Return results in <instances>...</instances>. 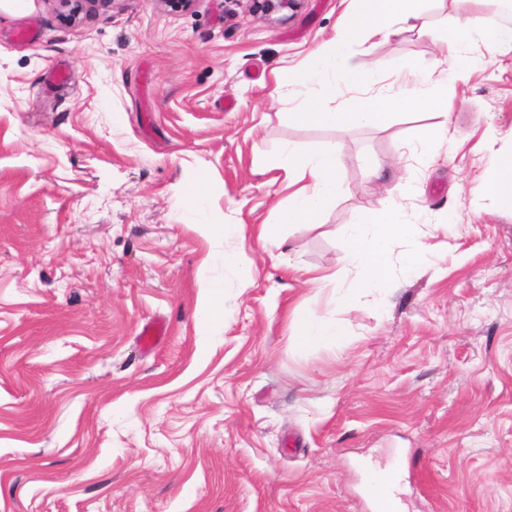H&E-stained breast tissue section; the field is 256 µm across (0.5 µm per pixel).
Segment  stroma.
Instances as JSON below:
<instances>
[{
  "label": "stroma",
  "instance_id": "obj_1",
  "mask_svg": "<svg viewBox=\"0 0 512 512\" xmlns=\"http://www.w3.org/2000/svg\"><path fill=\"white\" fill-rule=\"evenodd\" d=\"M355 6L269 20L246 0H91L67 26L54 0H0V512H377L371 467L396 472L398 512H512V210L486 189L512 154V52L470 39L434 65L449 132L431 157L414 148L426 104L289 125V73ZM466 17L512 25L497 0H435L429 28L351 60L394 83L388 60L434 64L435 33ZM286 142L335 144L338 193L321 226L262 239ZM385 198L417 226L397 252L420 242L429 260L382 305L336 307L313 278L352 280L336 229ZM219 222L243 238L201 235ZM240 247L246 285L222 261ZM208 283L224 321L206 329ZM298 308L345 338L302 347Z\"/></svg>",
  "mask_w": 512,
  "mask_h": 512
}]
</instances>
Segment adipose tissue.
<instances>
[{
	"label": "adipose tissue",
	"mask_w": 512,
	"mask_h": 512,
	"mask_svg": "<svg viewBox=\"0 0 512 512\" xmlns=\"http://www.w3.org/2000/svg\"><path fill=\"white\" fill-rule=\"evenodd\" d=\"M358 8L336 36L321 44L308 65L298 72L295 82L303 97L288 115L296 126H352L385 121L391 109L410 108L420 103L419 93L427 80L426 71L413 74V86L379 90L375 96H361L374 73L373 67H357L350 61L349 48L362 37L386 38L395 32L396 23L419 21L425 14V0H357ZM349 90L343 110L326 109V96ZM280 163L294 174L296 187L288 203L274 208L267 220L268 228L292 224H319L325 208L335 200L338 187L339 159L335 146L301 155L293 144L282 145ZM412 224L405 209L391 201H381L379 208L365 212L357 221L340 227L339 233L347 259L355 272L348 285L339 286L335 302L344 306L364 291L389 293L397 270L412 271L425 258L423 247H415L402 259L393 262L397 240L410 233ZM297 339L301 346L315 347L342 337L340 325L333 319L297 310L294 315Z\"/></svg>",
	"instance_id": "1"
}]
</instances>
